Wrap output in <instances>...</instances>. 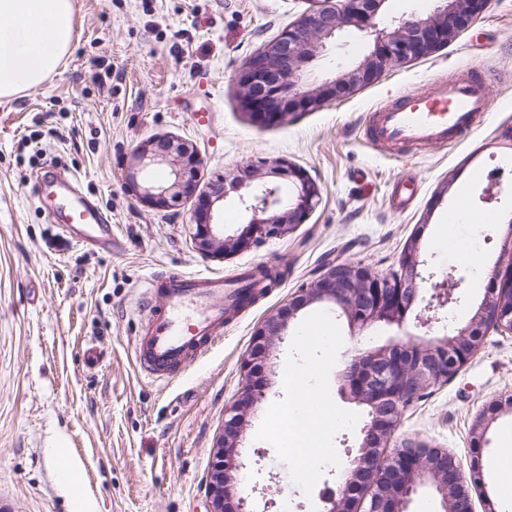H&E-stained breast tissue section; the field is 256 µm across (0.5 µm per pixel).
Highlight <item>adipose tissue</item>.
<instances>
[{
  "mask_svg": "<svg viewBox=\"0 0 512 512\" xmlns=\"http://www.w3.org/2000/svg\"><path fill=\"white\" fill-rule=\"evenodd\" d=\"M72 0H0V100L9 101L40 85L59 67L73 44ZM293 395L288 412L273 411L283 447H295L296 425L315 435L323 421H336L332 406L313 409L310 393L289 370Z\"/></svg>",
  "mask_w": 512,
  "mask_h": 512,
  "instance_id": "ef3b65f1",
  "label": "adipose tissue"
}]
</instances>
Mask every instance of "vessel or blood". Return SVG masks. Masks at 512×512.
Segmentation results:
<instances>
[{
  "mask_svg": "<svg viewBox=\"0 0 512 512\" xmlns=\"http://www.w3.org/2000/svg\"><path fill=\"white\" fill-rule=\"evenodd\" d=\"M490 108L481 82L442 81L379 111L374 133L383 146L429 148L461 138ZM51 217L77 244L111 250V223L84 198L70 197ZM144 294L145 327L134 355L141 370L157 381L175 379L187 363L221 343L226 310L239 299L238 289L223 277L193 273L152 276Z\"/></svg>",
  "mask_w": 512,
  "mask_h": 512,
  "instance_id": "1",
  "label": "vessel or blood"
}]
</instances>
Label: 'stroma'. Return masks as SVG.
<instances>
[{"label":"stroma","instance_id":"obj_1","mask_svg":"<svg viewBox=\"0 0 512 512\" xmlns=\"http://www.w3.org/2000/svg\"><path fill=\"white\" fill-rule=\"evenodd\" d=\"M308 0H74V40L58 71L41 86L0 103V512H74L55 476L60 462L80 469V494L93 512H207L205 480L239 398L243 362L264 319L328 265L359 261L379 273L397 267L418 241L423 274L449 269L465 277V300L448 324H465L486 285L476 267L512 268L504 251L512 227V178L490 184L494 167H512V0H492L471 26L431 57L386 70L371 85L321 108L274 124L240 106L235 76L245 59L275 39ZM372 38L347 29L313 67L334 76L337 59L362 62ZM481 79L496 105L462 140L418 150H384L365 135L369 115L435 80ZM172 138L201 159L200 190L233 178L258 160L304 169L321 195L304 224L228 257L199 252L195 203L148 205L129 181L132 154L144 142ZM55 166L77 175L79 189L112 223L111 252L77 245L48 217L57 206L39 195L37 175ZM415 191L404 212L389 204L396 182ZM496 196L485 199L486 188ZM498 216L479 228L456 225L457 208ZM267 267L279 272L265 295L224 321V342L190 362L171 383L142 376L134 344L146 281L165 272L221 274ZM327 321L328 345L296 338ZM378 325L354 332L331 305L300 311L271 351L276 373L307 375L315 402L347 424L325 429L328 450L309 474L289 463L271 419L287 409L282 381L250 414L243 431L250 512H319L318 493L335 483L346 451L358 447L363 406L344 398L341 374L355 349L415 332ZM512 397V335L490 333L485 347L451 380L428 389L406 411L390 446L416 442L453 452L472 487L474 512L493 503L495 462L512 415H491ZM488 419L485 441L472 431ZM67 451L53 456L54 448Z\"/></svg>","mask_w":512,"mask_h":512}]
</instances>
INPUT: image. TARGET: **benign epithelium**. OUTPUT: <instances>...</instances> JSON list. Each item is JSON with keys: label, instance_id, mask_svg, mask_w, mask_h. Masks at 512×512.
Here are the masks:
<instances>
[{"label": "benign epithelium", "instance_id": "7a95c632", "mask_svg": "<svg viewBox=\"0 0 512 512\" xmlns=\"http://www.w3.org/2000/svg\"><path fill=\"white\" fill-rule=\"evenodd\" d=\"M320 6L283 29L272 41L252 53L236 74L242 108L258 122H277L289 115L318 109L374 82L385 70L426 58L448 45L457 34L482 15L491 0H439L433 14L423 18L393 17L392 30L375 37L373 50L357 66L324 82L307 69L321 45L354 28L373 34L376 18L386 0H319ZM136 167L170 163L173 179L163 186H141L130 174L132 186L147 203L169 207L193 197V174L198 160L190 146L158 139L139 146ZM269 173L288 170L297 194L283 201L280 186L266 173L246 168L236 185L244 190L240 201L251 214L249 230L224 235V225L213 221L210 195L198 199L195 241L204 254L245 250L262 238L284 234L305 221L319 201L315 183L301 170L283 162L266 163ZM418 243L403 252L398 268L378 273L361 262L332 265L306 288L299 289L264 321L256 332L245 360L246 383L237 403L225 413L224 433L216 450V464L206 482L208 512H247L239 495L246 464L242 460V433L247 413L272 385L268 360L273 342L305 307L332 303L349 326L362 332L372 326H402L412 307L423 305L427 315L417 316L420 327L431 329L439 311L452 310L463 301L462 275L444 276L423 287ZM512 334V271H488V288L467 323L436 338L406 333L380 346L355 353L344 373V396L368 408L369 422L354 456L340 471L336 488L322 494L324 512H408L412 496L422 487L434 490L443 512H472L469 485L456 457L444 448L407 445L394 455L385 450L400 420L417 395L439 382H447L485 345L491 332Z\"/></svg>", "mask_w": 512, "mask_h": 512}]
</instances>
